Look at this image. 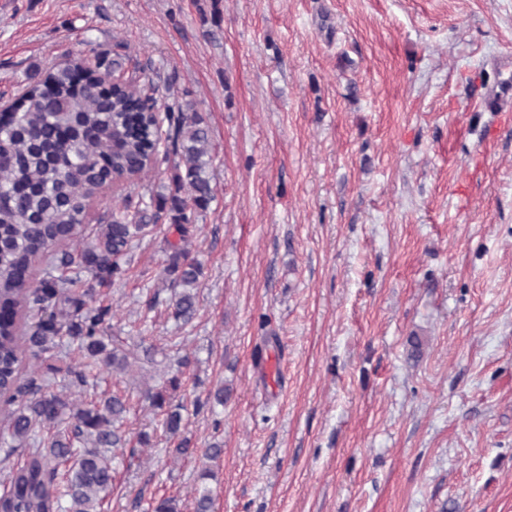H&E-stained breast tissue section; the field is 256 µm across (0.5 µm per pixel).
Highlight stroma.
<instances>
[{"label":"stroma","mask_w":512,"mask_h":512,"mask_svg":"<svg viewBox=\"0 0 512 512\" xmlns=\"http://www.w3.org/2000/svg\"><path fill=\"white\" fill-rule=\"evenodd\" d=\"M117 51L213 141L192 322L168 307L164 218L93 298L190 356L176 398L192 444L223 445L215 512H512V106H487L512 0H0V100ZM128 418L151 442L104 512H193L198 461L144 402Z\"/></svg>","instance_id":"stroma-1"}]
</instances>
